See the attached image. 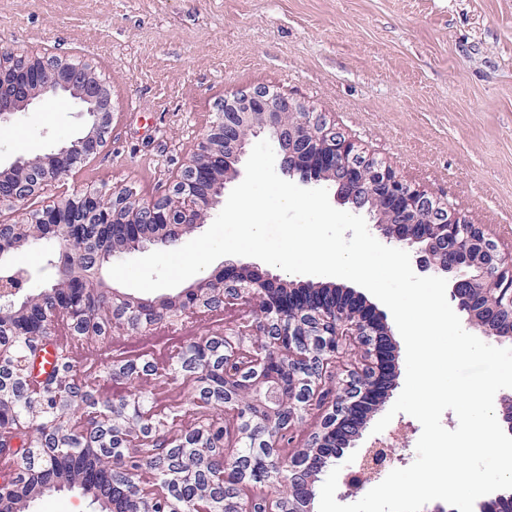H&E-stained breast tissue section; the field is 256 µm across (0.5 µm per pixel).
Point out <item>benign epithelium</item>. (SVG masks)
I'll return each mask as SVG.
<instances>
[{"mask_svg": "<svg viewBox=\"0 0 512 512\" xmlns=\"http://www.w3.org/2000/svg\"><path fill=\"white\" fill-rule=\"evenodd\" d=\"M68 94L87 116L85 131L34 160L16 159L0 169V209L14 212L77 165L95 157L106 143L112 123V92L89 67L73 69L62 60L31 56L14 64L0 56V123L30 106L57 94ZM265 134L280 159L282 172L303 184L325 183L334 198L375 219L374 228L387 240L416 255L422 272L450 276L451 297L459 311L481 333L499 342L512 340V255H503L481 227L451 206L431 199L423 190L405 183L396 172L357 153L354 143L320 116L294 100L266 88L224 100L218 119L201 137L197 152L183 170L170 197L140 203L122 192H87L65 197L18 219L0 214V245L4 239H23L37 225L49 229L66 226V239L82 247L112 236L131 242L127 252L149 244L175 246L181 237L205 223L207 213L222 196L226 183L239 174L237 165L250 137ZM26 280L22 271L14 280L0 281V311L14 304ZM285 286L279 278L252 266H227L213 277L181 293V317H196L201 308L216 311L254 303L260 320L248 328L261 341L246 337H203V358H188L182 372L194 382V401L208 411L220 410L205 424L198 417L174 433L146 437L122 436V447L131 452L146 441L157 448L188 443L192 455L179 457L186 484L176 485L182 500L192 502L190 512H214L216 501L224 512H309L316 476L344 456L359 437L367 415L387 398L392 386L395 344L384 313L364 296L352 297L344 306L313 300L295 303L277 294ZM107 331L117 326L147 328L157 323L151 302L131 299L115 290ZM83 299L56 302L44 313L43 331L27 337L32 349L60 317L75 327L82 318ZM255 353L242 359L244 345ZM0 373L24 376L26 357L3 359ZM358 356L362 368L353 371L346 395H336V360ZM224 382V398L214 401L201 388L200 373ZM130 380L155 374L149 362L120 365ZM312 414L316 431L288 463V493L276 491L241 500L228 491L229 478L214 482L197 463L200 453L214 458L216 426L224 427V447L235 448L245 439H259L254 428L278 424L288 441L296 440V422ZM497 421L512 435V396L499 399ZM391 449L370 448L360 469L376 474ZM512 493L479 503V512H505Z\"/></svg>", "mask_w": 512, "mask_h": 512, "instance_id": "benign-epithelium-1", "label": "benign epithelium"}]
</instances>
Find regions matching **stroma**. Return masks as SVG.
I'll return each instance as SVG.
<instances>
[{"mask_svg": "<svg viewBox=\"0 0 512 512\" xmlns=\"http://www.w3.org/2000/svg\"><path fill=\"white\" fill-rule=\"evenodd\" d=\"M1 52L80 60L112 90L105 146L27 209L88 190L144 202L171 195L224 99L265 87L321 114L364 156L449 204L512 254V0H0ZM85 121L66 95L16 114L0 126V165L79 137ZM57 251V241L45 239L0 262L24 269L25 290L35 293L55 281ZM254 317L243 307L142 331L117 328L76 342L71 357L100 399L137 392L185 402L194 391L182 374L132 386L106 367L144 354L167 365L172 351ZM421 431L405 413L382 432L364 429L340 462L337 501L367 493L354 482L366 448L390 445L394 468H405ZM29 512L98 507L63 487Z\"/></svg>", "mask_w": 512, "mask_h": 512, "instance_id": "35a3bbf8", "label": "stroma"}]
</instances>
